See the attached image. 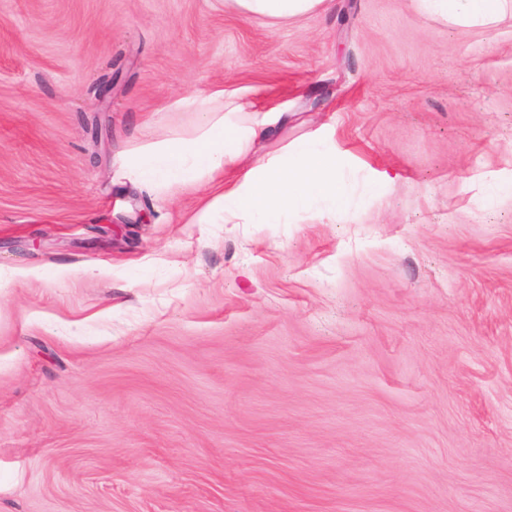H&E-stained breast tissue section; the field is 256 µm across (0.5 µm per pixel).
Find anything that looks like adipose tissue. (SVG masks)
I'll return each mask as SVG.
<instances>
[{"label":"adipose tissue","mask_w":512,"mask_h":512,"mask_svg":"<svg viewBox=\"0 0 512 512\" xmlns=\"http://www.w3.org/2000/svg\"><path fill=\"white\" fill-rule=\"evenodd\" d=\"M421 12L460 26L495 22L512 0H416ZM225 8L245 18L284 21L329 7V0H224ZM182 107L198 112L200 132L149 144L132 154L130 165L141 178L175 188L212 186L206 204L194 215L197 224H277L289 209H308L319 200L342 206L336 169L317 139L274 158L257 155L256 147L272 134L270 123L241 122L249 106L217 89L185 99ZM233 174L229 186L217 178Z\"/></svg>","instance_id":"1"}]
</instances>
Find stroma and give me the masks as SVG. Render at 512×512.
Segmentation results:
<instances>
[{"instance_id": "stroma-1", "label": "stroma", "mask_w": 512, "mask_h": 512, "mask_svg": "<svg viewBox=\"0 0 512 512\" xmlns=\"http://www.w3.org/2000/svg\"><path fill=\"white\" fill-rule=\"evenodd\" d=\"M218 87L345 207L136 177ZM0 268V512H512V13L0 0ZM331 0H225L224 7L244 18L284 21L326 11Z\"/></svg>"}]
</instances>
